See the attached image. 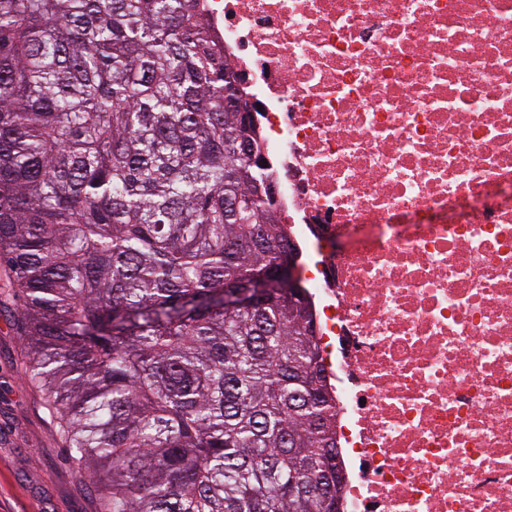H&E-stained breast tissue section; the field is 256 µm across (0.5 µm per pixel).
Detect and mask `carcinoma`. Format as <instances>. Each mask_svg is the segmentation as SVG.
Masks as SVG:
<instances>
[{
	"instance_id": "carcinoma-1",
	"label": "carcinoma",
	"mask_w": 512,
	"mask_h": 512,
	"mask_svg": "<svg viewBox=\"0 0 512 512\" xmlns=\"http://www.w3.org/2000/svg\"><path fill=\"white\" fill-rule=\"evenodd\" d=\"M200 0H0V267L99 512H336V413Z\"/></svg>"
}]
</instances>
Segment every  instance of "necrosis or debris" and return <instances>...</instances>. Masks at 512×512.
<instances>
[{"label": "necrosis or debris", "mask_w": 512, "mask_h": 512, "mask_svg": "<svg viewBox=\"0 0 512 512\" xmlns=\"http://www.w3.org/2000/svg\"><path fill=\"white\" fill-rule=\"evenodd\" d=\"M202 5L311 259L343 512H512V0Z\"/></svg>", "instance_id": "obj_1"}]
</instances>
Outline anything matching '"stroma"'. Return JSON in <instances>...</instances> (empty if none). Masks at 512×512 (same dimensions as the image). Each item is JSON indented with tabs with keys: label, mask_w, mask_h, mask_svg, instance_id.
I'll use <instances>...</instances> for the list:
<instances>
[{
	"label": "stroma",
	"mask_w": 512,
	"mask_h": 512,
	"mask_svg": "<svg viewBox=\"0 0 512 512\" xmlns=\"http://www.w3.org/2000/svg\"><path fill=\"white\" fill-rule=\"evenodd\" d=\"M27 356L0 309V512H96L94 493L65 461L57 423L25 377Z\"/></svg>",
	"instance_id": "stroma-1"
}]
</instances>
